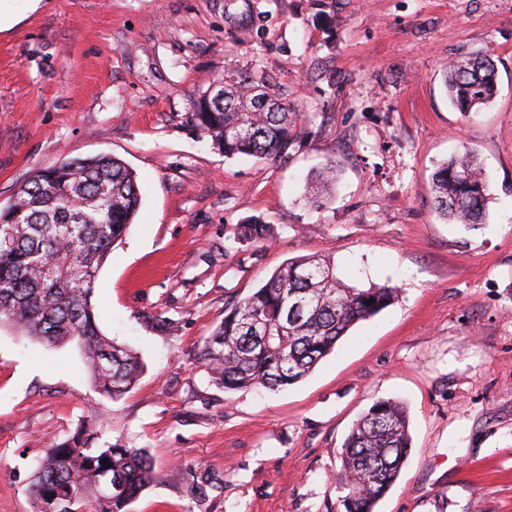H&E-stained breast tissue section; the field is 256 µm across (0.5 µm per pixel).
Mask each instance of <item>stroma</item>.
I'll return each mask as SVG.
<instances>
[{"mask_svg":"<svg viewBox=\"0 0 512 512\" xmlns=\"http://www.w3.org/2000/svg\"><path fill=\"white\" fill-rule=\"evenodd\" d=\"M471 53L497 71L476 115L442 81ZM250 67L313 115L276 163L226 158L186 119L191 94ZM466 146L493 200L484 223L450 224L432 176ZM100 153L141 202L91 303L143 372L111 399L77 343L0 324V512H34L48 441L82 426L152 457L130 512H336L342 444L380 399L405 404L411 449L375 512H512V0H47L0 34V208ZM329 161L339 182L311 207ZM250 218L270 241L230 240ZM305 257L398 297L294 385L224 391L201 349L226 303Z\"/></svg>","mask_w":512,"mask_h":512,"instance_id":"stroma-1","label":"stroma"}]
</instances>
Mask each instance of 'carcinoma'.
I'll use <instances>...</instances> for the list:
<instances>
[{
  "instance_id": "carcinoma-1",
  "label": "carcinoma",
  "mask_w": 512,
  "mask_h": 512,
  "mask_svg": "<svg viewBox=\"0 0 512 512\" xmlns=\"http://www.w3.org/2000/svg\"><path fill=\"white\" fill-rule=\"evenodd\" d=\"M446 87L461 112L478 111L496 92L495 66L481 56L445 68ZM262 69L235 70L216 88L195 93L187 119L208 134L226 157L275 162L307 129L310 115L284 94L270 92ZM316 189L336 184V165L315 176ZM434 204L454 224H481L491 200L475 154L464 150L433 175ZM140 205L133 171L111 155L74 158L37 171L0 209V321L48 345L77 341L95 388L118 399L134 386L142 363L99 330L90 296L112 246L127 235ZM268 224H235V241L262 242ZM398 297L388 284L343 285L333 262L297 259L280 267L252 294L224 308V320L205 342L202 357L225 391L291 386L329 355L337 341ZM374 300L371 305L368 300ZM406 407L381 399L354 423L343 443L336 488L342 512H374L397 480L410 451ZM82 429L52 440L34 474L36 512H129L152 478L142 448L97 446ZM108 465H103V460ZM112 471V494L99 477Z\"/></svg>"
}]
</instances>
